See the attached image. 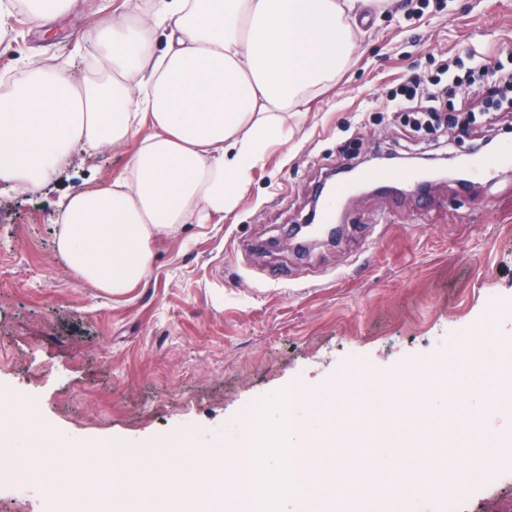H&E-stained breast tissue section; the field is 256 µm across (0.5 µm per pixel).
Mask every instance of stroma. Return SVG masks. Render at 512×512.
Wrapping results in <instances>:
<instances>
[{
	"label": "stroma",
	"mask_w": 512,
	"mask_h": 512,
	"mask_svg": "<svg viewBox=\"0 0 512 512\" xmlns=\"http://www.w3.org/2000/svg\"><path fill=\"white\" fill-rule=\"evenodd\" d=\"M127 0H76L73 10L42 28H29L22 0L0 20V76L28 61L88 75L91 52L79 48L91 25L123 13ZM364 31L346 71L290 118L288 143L268 149L255 166L236 212L219 224H186L157 247L149 279L123 296L89 287L54 250L57 204L64 194L111 184L130 147L95 154L75 149L52 181L28 196L0 190V403L27 398L35 424L15 430L16 454L66 445L108 448L113 458L138 448L141 474L124 492L140 495L156 471L173 479L193 474L191 512H224L237 486L200 502L211 482L208 465L168 455L177 439L215 455L268 438L280 407L291 402L295 425L316 434L329 413L346 431L367 412L381 427L423 405L388 396L407 368L447 378L461 331L512 341V172L494 191L442 183L420 198L368 191L341 215L342 234L297 250L289 225L304 223L314 187L346 162L364 165L375 154H453L465 158L488 138L512 139V112H480L470 83L452 96L455 109L474 110L469 133L430 134L406 126L387 98L401 80L425 79L442 60L468 49L489 52L512 44V0H430L409 14L394 0L386 14L362 22ZM372 371L360 397L341 394L335 411L316 404L348 375ZM466 399L469 418H455L446 439L457 457L472 421L500 433L502 464H512V398L485 409L482 393ZM260 408L253 434L241 422ZM403 452L393 434L374 436L351 453V469L375 485L383 470L370 462L373 446ZM31 493L0 494V512H44L56 479L95 491L104 476L59 460L39 476L20 472Z\"/></svg>",
	"instance_id": "stroma-1"
}]
</instances>
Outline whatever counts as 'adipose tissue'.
<instances>
[{"label":"adipose tissue","mask_w":512,"mask_h":512,"mask_svg":"<svg viewBox=\"0 0 512 512\" xmlns=\"http://www.w3.org/2000/svg\"><path fill=\"white\" fill-rule=\"evenodd\" d=\"M386 0H152L88 29L91 77L30 62L0 94V188L39 187L74 147L137 140L111 185L67 193L56 252L89 286L121 295L152 271L155 245L183 224H217L239 206L257 162L287 142L346 69L358 19ZM307 435L282 423L266 471L284 502L297 495L290 448Z\"/></svg>","instance_id":"1"}]
</instances>
